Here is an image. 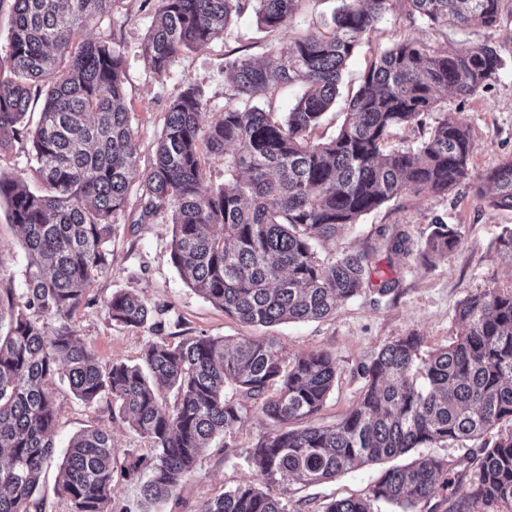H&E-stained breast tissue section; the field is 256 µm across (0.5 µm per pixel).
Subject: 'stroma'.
Returning <instances> with one entry per match:
<instances>
[{
  "label": "stroma",
  "mask_w": 512,
  "mask_h": 512,
  "mask_svg": "<svg viewBox=\"0 0 512 512\" xmlns=\"http://www.w3.org/2000/svg\"><path fill=\"white\" fill-rule=\"evenodd\" d=\"M336 0H302L287 24L265 33L256 27L252 12L242 14L229 32L206 47L184 52L163 75L153 73L145 55V44L155 20V0H114L112 14L88 26L89 39L109 34L122 53L126 67V99L138 144V164L148 168L165 125L171 101L187 84L204 91L206 110L219 114L234 93L228 68L230 60L247 57L262 60L298 35L329 24ZM419 39L434 48L490 44L505 63L496 82L468 100L440 93L441 112L425 115L421 123L392 130L387 149L415 147L449 113L468 126L477 145L472 160L474 173L512 157V0H503L498 27L460 29L428 27L410 22L402 13L387 15L356 50L343 72L335 109L314 129L312 139L333 138L345 117V95L355 91L364 75L370 51L383 50L401 37ZM141 191L131 186L124 212L116 216L117 229L108 245V267L95 273L87 286L72 323L90 347L101 367L115 362L137 363L152 343H170L198 336L231 339L274 338L289 354L325 351L336 361V382L323 409L315 417L318 425L341 421L355 406L364 387L362 370L378 351L392 340L417 332L423 351L448 344L458 333L456 309L461 300L487 289L512 292V252L498 248L504 229L512 227V210L478 202L472 189L458 187L443 195H407L385 203L341 232L335 241L317 249L329 262L344 253L373 250L372 274L361 293L336 313L319 320L282 322L258 326L239 321L211 305L181 279L169 256L172 235L171 213L162 210L146 223H137ZM8 204L0 201V285L23 291L27 254L19 230L7 217ZM460 226L459 245L443 255L425 251L434 224ZM403 234L401 250L388 248L387 240ZM390 291H383V283ZM129 291L140 296L155 315L139 329H127L109 318L105 303L112 293ZM48 389L57 419L53 434L56 449L66 448L71 437L89 427H105L119 450L148 454L140 439L108 404L85 406L67 383L56 380ZM269 428L268 419L252 402L242 404V421L232 447L215 445L204 453L196 474L173 496L155 507V512H199L201 506L242 480L255 476L251 452ZM381 465L359 466L335 480L307 487L288 486L290 512H316L325 498L365 497L379 476Z\"/></svg>",
  "instance_id": "1"
}]
</instances>
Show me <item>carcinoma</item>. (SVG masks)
<instances>
[{"mask_svg":"<svg viewBox=\"0 0 512 512\" xmlns=\"http://www.w3.org/2000/svg\"><path fill=\"white\" fill-rule=\"evenodd\" d=\"M114 0H14L8 72L0 71V149L29 138L28 161L43 189L0 174V199L23 234L29 258L24 292L0 288V512H43L45 468L54 457L55 403L46 385L68 381L75 397L101 402L150 444L151 455L123 454L111 432L74 435L61 464L70 512H109L114 475L145 474L142 512L171 497L204 452L241 423L250 399L271 421L252 457L257 475L207 501L199 512H288L281 480L312 485L360 464L393 462L367 497L331 499L321 512H373L382 501L420 512L440 492L462 494L448 512H499L512 505V293L470 295L456 311L457 336L424 357L412 332L384 346L363 368L355 407L334 427L310 422L336 381L324 351L291 355L277 341L191 336L150 344L136 364L99 366L69 324L94 273L107 265L114 218L139 182L144 214L168 209L172 264L184 282L224 314L261 326L336 313L370 274L368 256L323 263L316 245L401 195L445 194L469 181L488 206L512 209V158L471 180L470 129L445 116L415 147L387 151L391 131L438 111V93L465 100L504 67L488 44L440 50L403 37L371 54L346 119L334 138L310 134L336 103L342 72L366 35L397 10L429 25L498 26L502 0H340L325 30L312 31L263 63H229L235 94L206 119L203 90L186 85L167 110L155 160L137 165L125 107V61L112 39H78L112 12ZM301 0H156L145 53L154 73L181 53L221 36L252 8L257 27H283ZM305 91L286 112L257 101L282 85ZM41 101L28 129L31 101ZM224 158V183L205 184L199 151ZM459 229L436 224L425 252L443 254ZM111 320L142 328L153 309L117 291ZM58 327L49 328V320ZM174 393L160 401L159 390ZM308 421L301 428L288 424ZM480 440L474 466L437 456L395 460L416 448Z\"/></svg>","mask_w":512,"mask_h":512,"instance_id":"carcinoma-1","label":"carcinoma"}]
</instances>
